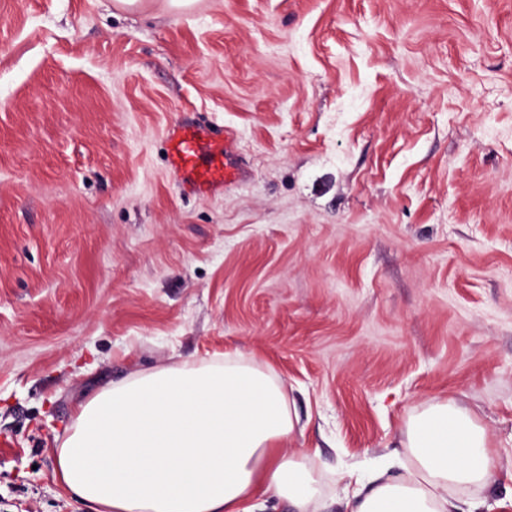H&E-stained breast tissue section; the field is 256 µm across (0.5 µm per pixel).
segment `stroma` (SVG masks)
<instances>
[{
	"label": "stroma",
	"mask_w": 512,
	"mask_h": 512,
	"mask_svg": "<svg viewBox=\"0 0 512 512\" xmlns=\"http://www.w3.org/2000/svg\"><path fill=\"white\" fill-rule=\"evenodd\" d=\"M176 124L238 181L173 178ZM224 356L320 474L469 409L512 512V0H0V512H93L76 404Z\"/></svg>",
	"instance_id": "1"
}]
</instances>
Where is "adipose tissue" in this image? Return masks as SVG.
<instances>
[{
    "label": "adipose tissue",
    "instance_id": "1",
    "mask_svg": "<svg viewBox=\"0 0 512 512\" xmlns=\"http://www.w3.org/2000/svg\"><path fill=\"white\" fill-rule=\"evenodd\" d=\"M295 422L283 383L225 359L142 370L78 404L55 450L56 476L96 512H264L270 499L320 512L321 483L285 446ZM411 466L343 471L346 512H481L465 490L496 467L485 429L447 401L412 415Z\"/></svg>",
    "mask_w": 512,
    "mask_h": 512
}]
</instances>
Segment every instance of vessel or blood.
<instances>
[{
	"label": "vessel or blood",
	"mask_w": 512,
	"mask_h": 512,
	"mask_svg": "<svg viewBox=\"0 0 512 512\" xmlns=\"http://www.w3.org/2000/svg\"><path fill=\"white\" fill-rule=\"evenodd\" d=\"M232 136L229 129L174 126L168 135L167 148L171 173L193 191L236 182L237 169L221 160L223 145Z\"/></svg>",
	"instance_id": "vessel-or-blood-1"
}]
</instances>
